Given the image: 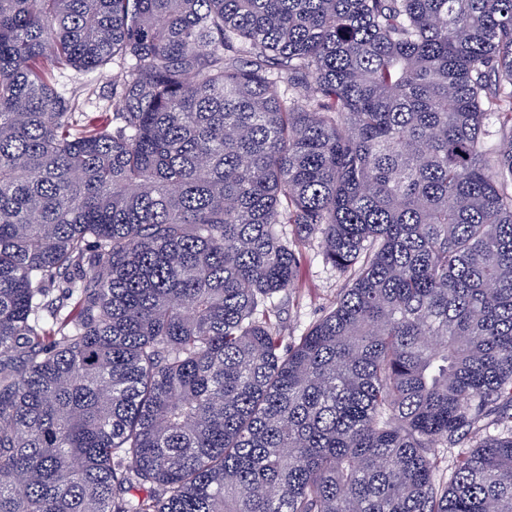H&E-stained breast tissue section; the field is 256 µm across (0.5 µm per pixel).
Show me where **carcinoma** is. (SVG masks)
<instances>
[{
  "label": "carcinoma",
  "mask_w": 512,
  "mask_h": 512,
  "mask_svg": "<svg viewBox=\"0 0 512 512\" xmlns=\"http://www.w3.org/2000/svg\"><path fill=\"white\" fill-rule=\"evenodd\" d=\"M0 512H512V0H0ZM122 72L117 67L108 68L104 73H86L79 70L69 69L61 73H56V79L59 87L66 92L79 89L85 84H89L94 89V94L87 96L84 92L78 93L79 112L89 120L103 119L106 116H112V98L110 89L112 82L122 79ZM317 243L306 249V260L300 280L290 290L289 304L283 305L281 318L286 332L294 335L311 326L331 306L342 288L348 286V278L323 264L317 256Z\"/></svg>",
  "instance_id": "obj_1"
}]
</instances>
